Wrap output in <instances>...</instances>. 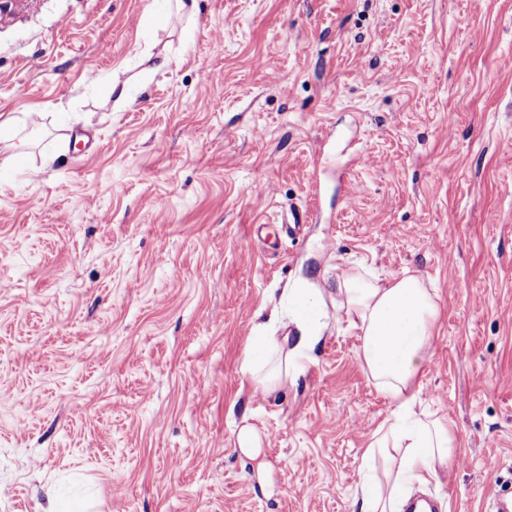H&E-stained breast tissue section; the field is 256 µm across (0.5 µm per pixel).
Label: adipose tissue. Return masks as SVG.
I'll list each match as a JSON object with an SVG mask.
<instances>
[{
	"label": "adipose tissue",
	"instance_id": "obj_1",
	"mask_svg": "<svg viewBox=\"0 0 512 512\" xmlns=\"http://www.w3.org/2000/svg\"><path fill=\"white\" fill-rule=\"evenodd\" d=\"M337 293L338 310L361 334L364 365L378 389L394 404L390 418L376 432L364 457L373 459L377 449L389 446L403 451L395 475L387 482L364 481L357 498L359 512H390L406 484L438 477L456 448L447 423L416 417L414 411L417 395L413 382L427 359L439 315L436 295L422 278L410 273L384 283L362 277L356 270L343 274ZM282 306L287 324L295 328L291 342L267 333L265 326H257L248 339L241 367L243 375L266 393L280 386L283 372H261L256 353L277 358L287 351L295 360H302L322 339L329 319L320 289L306 280L285 289Z\"/></svg>",
	"mask_w": 512,
	"mask_h": 512
}]
</instances>
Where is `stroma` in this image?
I'll list each match as a JSON object with an SVG mask.
<instances>
[{"label": "stroma", "mask_w": 512, "mask_h": 512, "mask_svg": "<svg viewBox=\"0 0 512 512\" xmlns=\"http://www.w3.org/2000/svg\"><path fill=\"white\" fill-rule=\"evenodd\" d=\"M163 8L0 18V121L28 144L0 143V512H359L394 406L357 330L329 323L263 403L241 373L283 288L332 310L355 266L436 289L413 389L457 455L411 490L483 512L512 489V0ZM295 211L298 241L256 234Z\"/></svg>", "instance_id": "stroma-1"}]
</instances>
